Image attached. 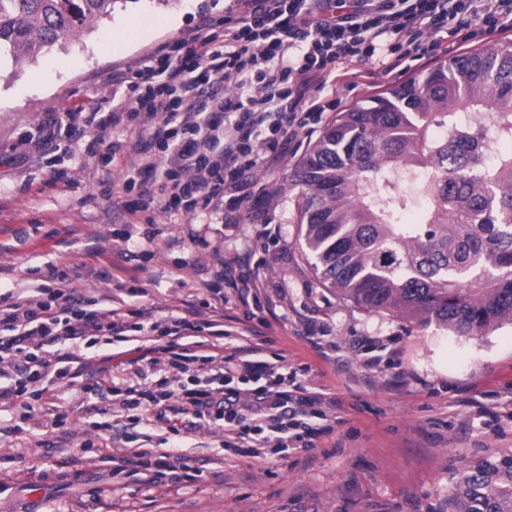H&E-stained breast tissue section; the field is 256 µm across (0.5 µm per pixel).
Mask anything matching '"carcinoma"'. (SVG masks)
I'll use <instances>...</instances> for the list:
<instances>
[{
	"mask_svg": "<svg viewBox=\"0 0 512 512\" xmlns=\"http://www.w3.org/2000/svg\"><path fill=\"white\" fill-rule=\"evenodd\" d=\"M117 0H0L13 65L78 41ZM465 108L490 114L462 127ZM512 44L440 63L338 113L290 175L320 284L370 313L479 336L512 322ZM494 164L483 162V151ZM416 213L419 221L407 216ZM448 512H512V455L456 480Z\"/></svg>",
	"mask_w": 512,
	"mask_h": 512,
	"instance_id": "cac0c4a2",
	"label": "carcinoma"
}]
</instances>
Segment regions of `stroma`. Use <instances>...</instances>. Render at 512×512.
Returning <instances> with one entry per match:
<instances>
[{"label": "stroma", "mask_w": 512, "mask_h": 512, "mask_svg": "<svg viewBox=\"0 0 512 512\" xmlns=\"http://www.w3.org/2000/svg\"><path fill=\"white\" fill-rule=\"evenodd\" d=\"M243 3L116 0L111 17L79 42L46 49L19 70L0 61V297L47 287L53 264L66 272L67 288L120 300L139 258L148 270L133 303L161 319L211 278L218 259L235 263L259 301L242 306L224 288L225 348L262 335L270 363L335 395L331 431L285 457L264 448L243 458L219 438L159 427L151 447L205 460L199 481L182 487L165 478L148 489L129 477L122 499L100 501L93 490L103 467L84 446L94 432L47 457L40 444L52 434L43 417L24 424L2 409L0 512H122L126 504L132 512H448L470 461L512 455V322L459 336L362 311L318 283L299 244L298 190L289 183L315 135L264 174L260 199L220 224L131 212L117 187L98 180L97 159L85 151L94 131L44 143L43 126L61 105L108 97L113 73L135 72L202 20L240 16ZM269 224L279 229L276 240L265 235ZM368 339L381 342L378 355L364 350Z\"/></svg>", "instance_id": "1"}]
</instances>
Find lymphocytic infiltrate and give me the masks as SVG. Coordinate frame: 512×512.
<instances>
[{
  "label": "lymphocytic infiltrate",
  "instance_id": "f902f5d3",
  "mask_svg": "<svg viewBox=\"0 0 512 512\" xmlns=\"http://www.w3.org/2000/svg\"><path fill=\"white\" fill-rule=\"evenodd\" d=\"M512 32V0H246L233 28L217 32L201 22L189 40L165 45L137 73L131 96L121 95L123 74L112 76L109 111L65 108L45 124L49 138L74 136L84 127L124 133L99 162L103 182L122 173L121 188L138 190L136 208L172 215L234 213L250 199L254 157L275 166L298 135L309 133L335 100L337 84L355 88L382 70L419 62L445 43L482 42ZM233 80L237 93L214 87ZM54 283L45 297L0 310V404L32 410L47 404L54 386L68 381L85 403L88 424L115 438V419L176 430L222 429L224 447L243 457L256 449L288 454L311 447L321 428L313 419L335 407L329 394L293 384L263 360L262 345L225 353L224 299L218 290L188 303L166 321L148 309L85 301L59 289L65 273L49 267ZM141 333L127 358L87 356L101 339ZM208 340H201V332ZM67 343L70 351L52 353ZM107 407H99V400ZM109 480L94 489L112 498V477L140 476L154 484L169 478L192 484L203 474L198 460L179 449L143 445L109 456Z\"/></svg>",
  "mask_w": 512,
  "mask_h": 512
}]
</instances>
